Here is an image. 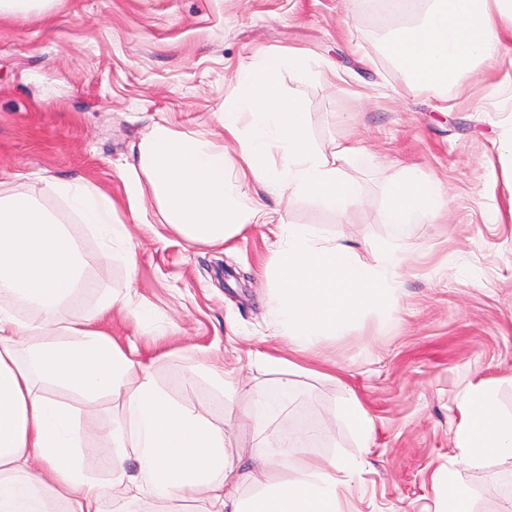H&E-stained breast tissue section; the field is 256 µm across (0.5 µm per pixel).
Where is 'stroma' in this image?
<instances>
[{
	"instance_id": "stroma-1",
	"label": "stroma",
	"mask_w": 512,
	"mask_h": 512,
	"mask_svg": "<svg viewBox=\"0 0 512 512\" xmlns=\"http://www.w3.org/2000/svg\"><path fill=\"white\" fill-rule=\"evenodd\" d=\"M427 0H51L44 10L0 18V192H25L35 177H85L120 200L127 247L101 262V244L67 204L41 202L70 227L96 289L130 297L136 319L112 309L101 324L122 349H136L155 382L223 429L230 457L247 459L254 436L243 415L265 380L255 356H284L271 336L277 246L272 225L252 224L227 249L194 244L166 226L157 201L125 206L123 176L154 123L224 146L229 186L286 224L348 245L374 263L384 245L406 255L397 291L367 308L345 335L324 340L289 377L295 395L288 428L321 427L288 462L355 459L351 512H438L434 485L454 471L471 512H512V456L463 463L455 433L470 387L494 386L501 414H512V43L460 79L418 89L387 51L391 37L421 20ZM303 57L282 83L306 111L313 149L332 155L350 137L363 161H338L359 187L334 209L302 194L272 193L240 172V142L218 116L239 70L264 54ZM439 182L442 203L425 224L396 234L389 198L407 175ZM134 263H127L126 252ZM234 371L228 399L201 362ZM78 410L85 435L102 436L123 419L121 399L86 402L42 384ZM353 390L375 422L362 445L339 409Z\"/></svg>"
}]
</instances>
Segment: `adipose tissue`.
<instances>
[{
  "mask_svg": "<svg viewBox=\"0 0 512 512\" xmlns=\"http://www.w3.org/2000/svg\"><path fill=\"white\" fill-rule=\"evenodd\" d=\"M503 18L512 21V0H432L424 18L398 31L388 50L415 86L432 87L492 59L512 39V24H499ZM287 66L307 68L301 58L280 53L244 66L219 122L239 138L253 181L274 193L289 189L347 208L358 187L335 162L360 161V153L346 140L331 159L310 146L302 104L281 89ZM247 115L254 121L244 137L240 125ZM138 152L137 166L128 171L129 199L151 193L166 223L190 242L223 247L257 218L252 203L229 192L223 145L158 123ZM273 153L281 155L280 166L268 164ZM41 183L36 192L0 195V512H50L48 490L64 501L65 512H103V495L82 465L94 447L80 438L73 410L42 394V381L73 387L89 400L102 393L122 398L126 418L113 421L107 433L115 504L195 499L202 512H344L342 491L361 462H315L293 477L271 478L272 471L287 470L302 445L296 433L264 431L291 399L289 360L259 359L275 380L254 392L244 412L258 433L249 465H241L227 455L222 429L158 387L136 352L96 330L112 307L130 308V300L111 296L93 310L71 304L73 293L89 284L88 262L39 196L66 200L107 256L129 237L117 218L118 201L85 178L45 177ZM439 203L437 183L410 178L395 189L387 219L401 233L429 220ZM18 298L32 304V316L9 308ZM456 440L468 464L512 455V417L499 412L492 385L471 388ZM129 459L137 462L136 473L125 469Z\"/></svg>",
  "mask_w": 512,
  "mask_h": 512,
  "instance_id": "obj_1",
  "label": "adipose tissue"
}]
</instances>
